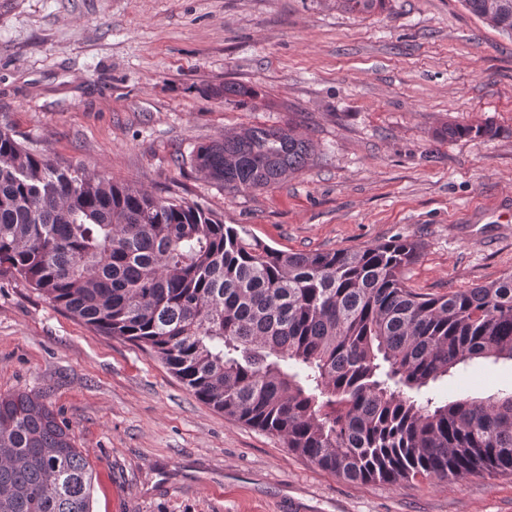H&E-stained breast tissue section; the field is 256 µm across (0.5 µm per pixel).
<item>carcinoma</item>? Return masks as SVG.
I'll return each mask as SVG.
<instances>
[{
    "instance_id": "carcinoma-1",
    "label": "carcinoma",
    "mask_w": 512,
    "mask_h": 512,
    "mask_svg": "<svg viewBox=\"0 0 512 512\" xmlns=\"http://www.w3.org/2000/svg\"><path fill=\"white\" fill-rule=\"evenodd\" d=\"M389 0H336L372 14ZM512 35V0H462ZM210 94L258 97L228 82ZM497 127L446 124L442 139ZM310 137L249 126L199 144L196 170L230 192L304 169ZM417 243L285 252L198 204L107 182L0 129V267L107 336L151 351L193 395L282 437L351 482L512 474V387L448 401L434 386L476 359L512 361V275L429 297L403 269ZM93 468L69 427L0 396V512H92Z\"/></svg>"
}]
</instances>
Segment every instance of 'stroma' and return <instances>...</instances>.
I'll use <instances>...</instances> for the list:
<instances>
[{
	"mask_svg": "<svg viewBox=\"0 0 512 512\" xmlns=\"http://www.w3.org/2000/svg\"><path fill=\"white\" fill-rule=\"evenodd\" d=\"M253 86L254 105L210 96ZM492 121L493 138L448 140ZM297 124L315 159L239 193L197 172L201 143ZM109 182L199 204L287 252L403 237L416 292L512 274V36L460 0H0V127ZM512 361L437 385L483 398ZM68 423L95 474L93 512H512V475L350 482L197 400L152 353L73 319L0 269V395ZM498 134L497 127L485 121L482 124H446L437 131V135L442 139H463V138H492Z\"/></svg>",
	"mask_w": 512,
	"mask_h": 512,
	"instance_id": "35a3bbf8",
	"label": "stroma"
}]
</instances>
